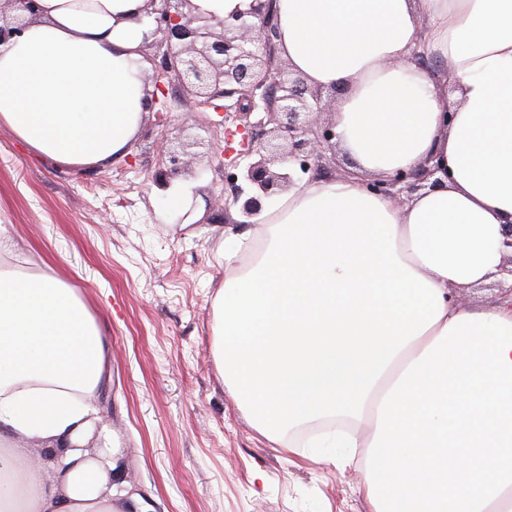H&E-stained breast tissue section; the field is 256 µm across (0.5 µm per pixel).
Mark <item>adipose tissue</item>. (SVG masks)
Here are the masks:
<instances>
[{"mask_svg": "<svg viewBox=\"0 0 512 512\" xmlns=\"http://www.w3.org/2000/svg\"><path fill=\"white\" fill-rule=\"evenodd\" d=\"M145 0H38L0 44V127L70 165L140 131L154 29ZM278 53L331 111L349 177H296L229 232L212 309L215 361L256 430L282 444L333 420L340 466L368 448L409 363L465 312L454 291L501 278L512 222V0H276ZM422 53L442 76L410 63ZM452 112L444 125L443 112ZM441 184L407 204L364 182L423 163ZM0 225V512H127L107 427L90 415L110 364L73 288L28 271ZM61 445L44 464L19 437Z\"/></svg>", "mask_w": 512, "mask_h": 512, "instance_id": "adipose-tissue-1", "label": "adipose tissue"}]
</instances>
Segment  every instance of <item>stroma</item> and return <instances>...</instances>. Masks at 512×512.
Here are the masks:
<instances>
[{"label":"stroma","mask_w":512,"mask_h":512,"mask_svg":"<svg viewBox=\"0 0 512 512\" xmlns=\"http://www.w3.org/2000/svg\"><path fill=\"white\" fill-rule=\"evenodd\" d=\"M168 108L165 129L146 116L126 155L95 166L58 163L0 128V223L34 266L80 292L112 351L94 407L121 449L113 480L149 512H370L358 466L271 443L221 382L212 299L240 139L213 108L173 95ZM187 129L203 148L169 182L203 200L192 218L169 211L152 181L165 164L159 136L174 146Z\"/></svg>","instance_id":"1"}]
</instances>
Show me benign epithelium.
I'll list each match as a JSON object with an SVG mask.
<instances>
[{
	"instance_id": "1",
	"label": "benign epithelium",
	"mask_w": 512,
	"mask_h": 512,
	"mask_svg": "<svg viewBox=\"0 0 512 512\" xmlns=\"http://www.w3.org/2000/svg\"><path fill=\"white\" fill-rule=\"evenodd\" d=\"M274 0H250L248 9L235 11L218 20L194 11L191 0H146V13L152 18V40L141 52L153 51L147 82L152 86L145 101L156 114L157 125L165 126L167 87L175 84L180 100L200 107L226 101L224 118L241 121L242 149L230 166L240 168L233 181L244 179L256 194L243 197L235 186L232 204L249 218L261 210L263 199L278 195L293 182L298 169L311 179L327 178L323 163L326 153L336 150V133L330 121L320 119L324 89L312 87L285 67L276 56L279 37ZM26 23L3 19L0 8V44L22 34ZM262 117L250 121L255 111ZM436 170L421 165L386 178H374L367 188L400 203L413 193L439 180H431ZM504 255L501 271L512 277V223L504 225Z\"/></svg>"
}]
</instances>
